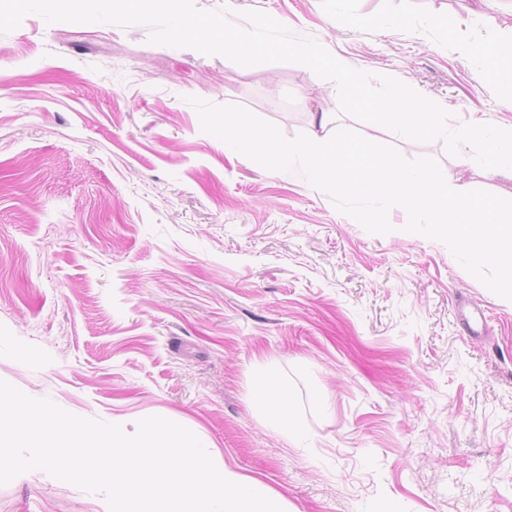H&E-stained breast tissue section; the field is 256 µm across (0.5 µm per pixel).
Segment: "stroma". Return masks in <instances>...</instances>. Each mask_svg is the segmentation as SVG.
I'll return each mask as SVG.
<instances>
[{
	"label": "stroma",
	"instance_id": "obj_1",
	"mask_svg": "<svg viewBox=\"0 0 512 512\" xmlns=\"http://www.w3.org/2000/svg\"><path fill=\"white\" fill-rule=\"evenodd\" d=\"M258 10L337 59L392 75L454 123L512 127V92L471 54L512 41V0H195ZM142 26L46 23L0 34V379L104 421L192 428L287 512H512V301L441 242L367 232L296 175L202 132L195 95L289 137L335 113L453 184L512 198V178L339 114L334 84L151 45ZM482 310L470 336L460 301ZM288 390L289 437L257 409ZM35 470L0 512H104Z\"/></svg>",
	"mask_w": 512,
	"mask_h": 512
}]
</instances>
